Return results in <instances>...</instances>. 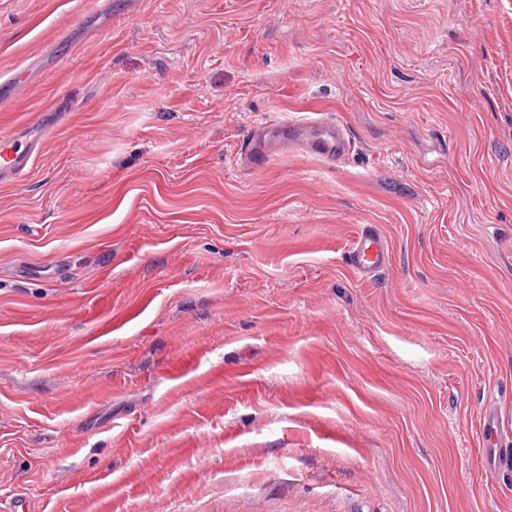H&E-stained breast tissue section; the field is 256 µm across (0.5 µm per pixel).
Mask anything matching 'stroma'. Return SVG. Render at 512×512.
<instances>
[{
    "label": "stroma",
    "mask_w": 512,
    "mask_h": 512,
    "mask_svg": "<svg viewBox=\"0 0 512 512\" xmlns=\"http://www.w3.org/2000/svg\"><path fill=\"white\" fill-rule=\"evenodd\" d=\"M24 64L0 512H512V0H0ZM287 143L301 146L307 153L329 163H341L350 150V141L339 124L306 115L274 128L255 126L245 154L255 159L264 158L273 145ZM348 264L361 278L371 277L389 261V248L380 237L372 234L359 235L347 252Z\"/></svg>",
    "instance_id": "1"
}]
</instances>
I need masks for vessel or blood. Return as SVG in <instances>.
Returning a JSON list of instances; mask_svg holds the SVG:
<instances>
[{"instance_id": "b4317fda", "label": "vessel or blood", "mask_w": 512, "mask_h": 512, "mask_svg": "<svg viewBox=\"0 0 512 512\" xmlns=\"http://www.w3.org/2000/svg\"><path fill=\"white\" fill-rule=\"evenodd\" d=\"M295 144L307 153L330 163L342 162L350 150V141L343 128L320 117L304 116L271 128L255 126L245 150L246 155L259 159L266 157L277 144ZM31 160L28 147L13 135L0 137V173L24 172ZM348 264L359 277L374 275L389 260V248L380 237L363 234L354 239L347 252Z\"/></svg>"}]
</instances>
